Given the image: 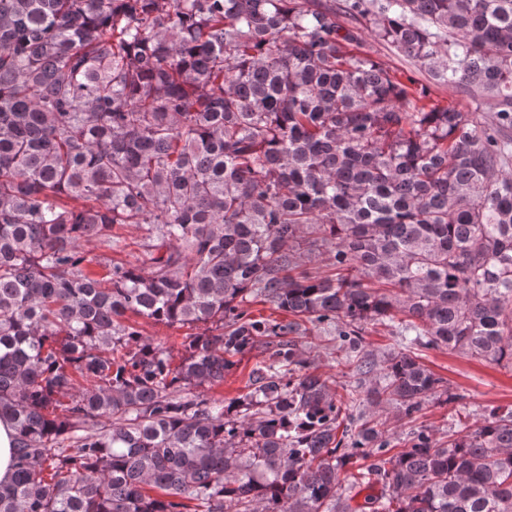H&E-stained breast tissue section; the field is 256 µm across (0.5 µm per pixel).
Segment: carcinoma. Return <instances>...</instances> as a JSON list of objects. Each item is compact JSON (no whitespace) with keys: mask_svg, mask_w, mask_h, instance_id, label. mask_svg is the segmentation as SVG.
Here are the masks:
<instances>
[{"mask_svg":"<svg viewBox=\"0 0 512 512\" xmlns=\"http://www.w3.org/2000/svg\"><path fill=\"white\" fill-rule=\"evenodd\" d=\"M370 325L332 391L299 338ZM442 348L512 369V0H0V512H512V410L361 411L458 401ZM368 45L370 47L371 54L398 78H401L403 81L411 78L418 85H430L431 90L434 93V98H438L444 103L448 101L464 103L461 96L458 95L454 89L448 88V86L444 85H433L427 75L413 70L400 56L395 54L391 49L371 41H369ZM398 338L391 336L389 331L381 326H378L372 332L362 336V340L359 343V349L364 352H372L375 354H381L389 350L398 349ZM261 359V356L245 357L237 370L224 376V384L208 389L206 392L211 396L224 397V399L236 397L244 389L252 368ZM13 429L7 420H0V481L7 482L10 477L11 447Z\"/></svg>","mask_w":512,"mask_h":512,"instance_id":"1","label":"carcinoma"}]
</instances>
